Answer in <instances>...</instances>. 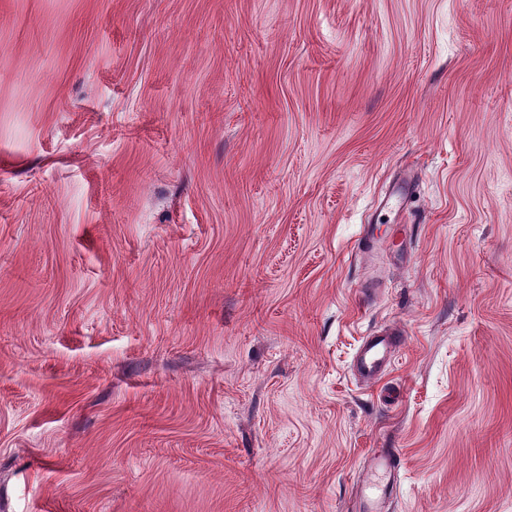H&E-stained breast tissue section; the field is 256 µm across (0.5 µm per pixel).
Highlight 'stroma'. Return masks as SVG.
Segmentation results:
<instances>
[{
	"label": "stroma",
	"instance_id": "stroma-1",
	"mask_svg": "<svg viewBox=\"0 0 512 512\" xmlns=\"http://www.w3.org/2000/svg\"><path fill=\"white\" fill-rule=\"evenodd\" d=\"M378 448L512 512V0H0V512H349ZM419 191V181L415 172L410 170L388 182L381 193L374 198L371 212L364 224L360 225L354 249L361 254L373 253L378 244L377 224L380 217L393 214L397 223H406V216L411 210ZM403 334L397 329L382 328L363 336L353 358L354 370L366 381H378L392 365L402 346Z\"/></svg>",
	"mask_w": 512,
	"mask_h": 512
}]
</instances>
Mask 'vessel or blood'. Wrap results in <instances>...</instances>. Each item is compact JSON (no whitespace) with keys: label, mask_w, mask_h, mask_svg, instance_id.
<instances>
[{"label":"vessel or blood","mask_w":512,"mask_h":512,"mask_svg":"<svg viewBox=\"0 0 512 512\" xmlns=\"http://www.w3.org/2000/svg\"><path fill=\"white\" fill-rule=\"evenodd\" d=\"M419 191V182L414 172H406L388 182L381 193L375 197L371 212L364 224H361L358 237L354 242L356 252L373 253L378 244L377 225L382 215H393L396 222H405ZM402 346V334L399 330L384 328L363 336L353 358L354 370L366 381H378L390 368L395 355ZM371 470L384 477L383 484L360 481L357 491L358 512H383L385 505L394 493L396 475L400 469V460L394 449L381 448L372 456Z\"/></svg>","instance_id":"obj_1"}]
</instances>
